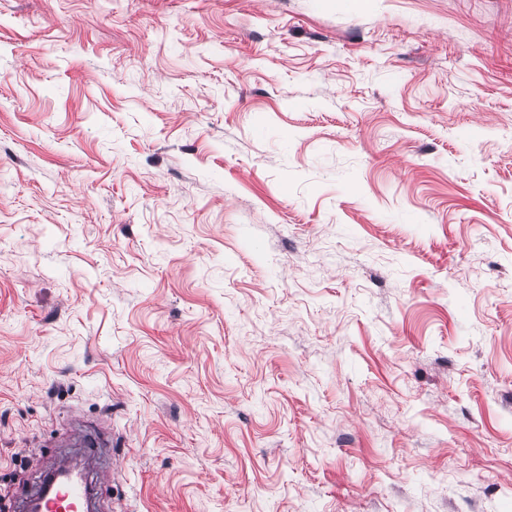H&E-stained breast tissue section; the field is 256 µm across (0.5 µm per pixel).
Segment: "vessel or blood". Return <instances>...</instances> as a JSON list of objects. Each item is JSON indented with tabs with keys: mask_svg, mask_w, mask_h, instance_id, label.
Segmentation results:
<instances>
[{
	"mask_svg": "<svg viewBox=\"0 0 512 512\" xmlns=\"http://www.w3.org/2000/svg\"><path fill=\"white\" fill-rule=\"evenodd\" d=\"M77 440L85 456L100 463L96 481H88L79 472L64 473L62 466H53L27 492L22 502L24 512H87L99 503L101 489L112 486V467L104 462L107 455L104 442L85 433L78 434Z\"/></svg>",
	"mask_w": 512,
	"mask_h": 512,
	"instance_id": "b4317fda",
	"label": "vessel or blood"
}]
</instances>
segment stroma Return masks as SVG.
<instances>
[{
	"label": "stroma",
	"instance_id": "1",
	"mask_svg": "<svg viewBox=\"0 0 512 512\" xmlns=\"http://www.w3.org/2000/svg\"><path fill=\"white\" fill-rule=\"evenodd\" d=\"M512 512V0H0V512ZM77 441L83 445L84 455L98 461L96 483L83 477V471L63 475L62 464L49 468L38 484L32 487L22 501L26 512H89L91 506L100 502V487L108 488L116 482V468L112 463L104 465L106 444L89 434L79 433ZM112 470V472H111ZM60 474L58 477L57 475ZM112 476V479H111ZM50 491L48 492V486ZM33 505V507H31ZM85 508V510L82 508Z\"/></svg>",
	"mask_w": 512,
	"mask_h": 512
}]
</instances>
